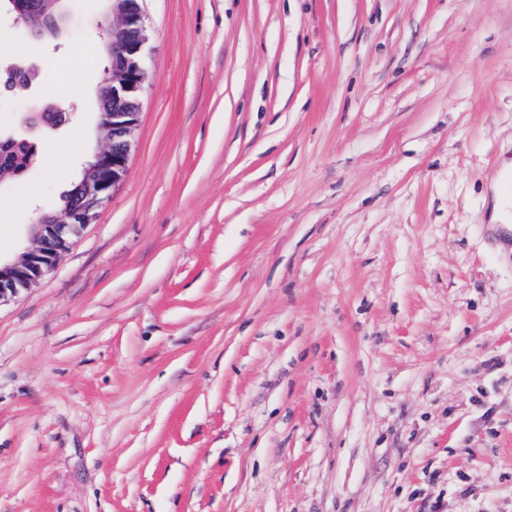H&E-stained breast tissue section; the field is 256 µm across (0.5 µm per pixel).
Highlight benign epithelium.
I'll list each match as a JSON object with an SVG mask.
<instances>
[{
	"label": "benign epithelium",
	"instance_id": "1",
	"mask_svg": "<svg viewBox=\"0 0 512 512\" xmlns=\"http://www.w3.org/2000/svg\"><path fill=\"white\" fill-rule=\"evenodd\" d=\"M112 24V80L101 96L108 104L99 113V125L107 133L105 144L82 168L81 194L69 211L50 207L39 213L29 234L33 246L14 260H0V304L18 296L51 273L62 255L86 227L94 223L98 210L113 186L126 174L132 148V133L138 122L133 106L140 100L148 73L144 62L145 17L140 0H110ZM14 19L41 37L56 25L34 9L15 11Z\"/></svg>",
	"mask_w": 512,
	"mask_h": 512
}]
</instances>
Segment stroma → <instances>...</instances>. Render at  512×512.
<instances>
[{
	"mask_svg": "<svg viewBox=\"0 0 512 512\" xmlns=\"http://www.w3.org/2000/svg\"><path fill=\"white\" fill-rule=\"evenodd\" d=\"M126 175L0 304V512H512V0H141ZM0 131V256L70 189L103 0ZM68 168L58 172L60 153ZM6 142L0 137V178L19 179L38 156V142L17 139ZM24 140V141H21Z\"/></svg>",
	"mask_w": 512,
	"mask_h": 512,
	"instance_id": "1",
	"label": "stroma"
}]
</instances>
